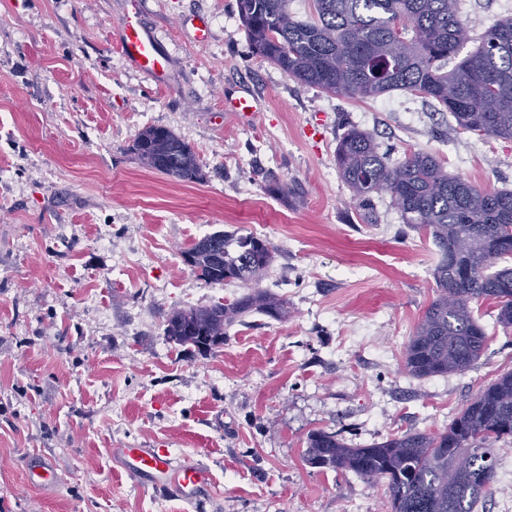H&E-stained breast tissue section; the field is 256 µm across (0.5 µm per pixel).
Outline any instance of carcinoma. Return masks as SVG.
<instances>
[{
  "mask_svg": "<svg viewBox=\"0 0 512 512\" xmlns=\"http://www.w3.org/2000/svg\"><path fill=\"white\" fill-rule=\"evenodd\" d=\"M290 0H236L253 52L302 85L327 93L377 98L420 94L454 117L464 132L512 140V18L490 25L481 44L450 70L466 39L459 0H311L306 20ZM133 150L140 164L181 181L201 178L195 151L168 127H147ZM336 167L354 199L390 193L403 222L431 237L438 288L405 346L404 369L416 378L463 372L480 359L484 328L472 303L489 301L496 321L512 327V190L477 187L448 175L436 157L413 151L390 164L372 133L351 128L339 139ZM208 284L237 280L248 292L212 306L176 309L166 318L169 340L199 353L224 345L227 329L252 312L288 315V302L256 287L273 261L260 237L220 231L184 252ZM512 437V371L479 388L436 433L406 431L365 446L317 430L305 462L348 471L382 485L391 512H478L495 478L494 444Z\"/></svg>",
  "mask_w": 512,
  "mask_h": 512,
  "instance_id": "cac0c4a2",
  "label": "carcinoma"
}]
</instances>
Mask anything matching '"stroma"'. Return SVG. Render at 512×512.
<instances>
[{
    "label": "stroma",
    "mask_w": 512,
    "mask_h": 512,
    "mask_svg": "<svg viewBox=\"0 0 512 512\" xmlns=\"http://www.w3.org/2000/svg\"><path fill=\"white\" fill-rule=\"evenodd\" d=\"M459 12L480 34L512 0ZM132 13L172 59L165 83L118 47ZM243 93L261 103L248 118L225 109ZM153 125L195 150L203 181L140 165L132 146ZM353 127L389 162L427 151L449 175L512 189V141L464 132L408 92L298 83L252 54L236 0H0V512H390L383 486L306 464L308 435L359 446L443 430L512 371V328L475 304L487 346L474 367L404 371L438 255L389 193L364 220L336 168ZM217 231L270 243L260 286L289 315L246 317L205 355L169 341L165 316L243 294L184 261ZM132 447L169 449L212 483L191 502L142 484L116 454ZM32 453L55 458V492L28 484Z\"/></svg>",
    "instance_id": "35a3bbf8"
}]
</instances>
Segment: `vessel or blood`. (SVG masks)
<instances>
[{
  "instance_id": "vessel-or-blood-1",
  "label": "vessel or blood",
  "mask_w": 512,
  "mask_h": 512,
  "mask_svg": "<svg viewBox=\"0 0 512 512\" xmlns=\"http://www.w3.org/2000/svg\"><path fill=\"white\" fill-rule=\"evenodd\" d=\"M117 38L124 57L132 66L155 82L167 80L171 60L141 18H123L117 27ZM119 455L129 476L157 488L174 487L177 496L187 501L196 498L212 481L210 472L204 468H174L171 453L166 448H123ZM24 470L29 484L39 490L49 493L59 484L58 467L50 455L29 456Z\"/></svg>"
}]
</instances>
